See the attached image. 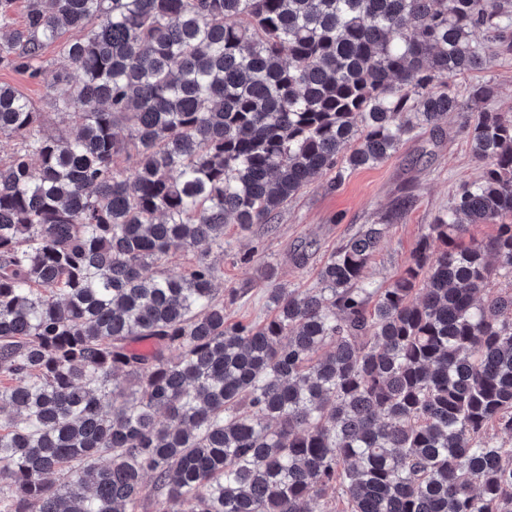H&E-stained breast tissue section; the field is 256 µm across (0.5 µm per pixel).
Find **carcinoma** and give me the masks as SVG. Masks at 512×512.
Instances as JSON below:
<instances>
[{"instance_id": "carcinoma-1", "label": "carcinoma", "mask_w": 512, "mask_h": 512, "mask_svg": "<svg viewBox=\"0 0 512 512\" xmlns=\"http://www.w3.org/2000/svg\"><path fill=\"white\" fill-rule=\"evenodd\" d=\"M15 2L0 65L35 79L56 43L80 78L52 132L0 85V512H512L511 114L474 113L488 165L385 287L387 224L262 323L225 321L208 260L489 101L448 80L512 49V0H25L19 27Z\"/></svg>"}]
</instances>
